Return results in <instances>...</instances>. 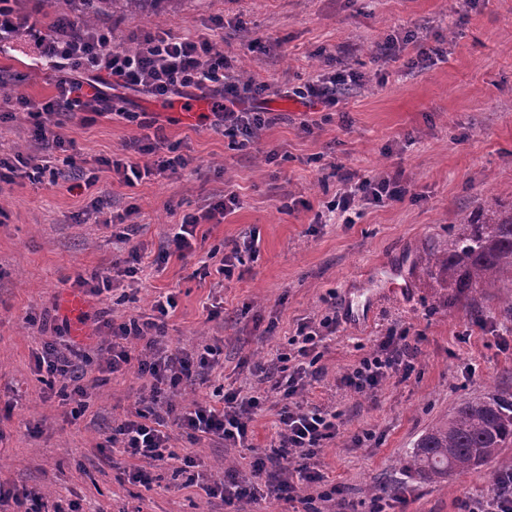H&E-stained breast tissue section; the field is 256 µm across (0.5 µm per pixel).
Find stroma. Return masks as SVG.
Segmentation results:
<instances>
[{"label":"stroma","mask_w":512,"mask_h":512,"mask_svg":"<svg viewBox=\"0 0 512 512\" xmlns=\"http://www.w3.org/2000/svg\"><path fill=\"white\" fill-rule=\"evenodd\" d=\"M166 29L211 40L235 60L238 81L267 83L272 121L241 150L204 116L186 122L180 98L164 104L120 88L115 105L155 120L188 159L182 174L126 185L99 160L129 157L139 127L114 115L87 123L63 114L76 167L63 168L54 184L21 178L0 189V491L41 492L78 502L82 512H232L205 488L223 478L228 461L250 479V459L276 437L277 397L257 413L248 447L211 436L192 444L173 433L175 452L196 459L193 484L175 463L144 465L105 447L145 382L100 369L98 323L149 312L153 297L170 292L178 305L166 320L169 343L207 339L223 350L187 388L188 401L256 383V363L282 352L299 323L336 314L340 327L320 349L321 378L304 399L341 413L340 433L318 461L345 486L349 512H372L377 502L385 512H462L463 501L486 495L512 447L443 485L421 482L407 455L462 400L512 388V349L498 337L512 329V313L502 307L503 287L450 300L415 257L456 233L460 214L512 202V0H184ZM393 36L405 40L399 60L377 57ZM423 45L442 53L416 62ZM340 69L360 81L335 111L289 97L311 76ZM0 77L37 102L56 93L52 73L23 44L0 52ZM16 151L44 155L23 112L0 122V154ZM340 167L360 179L400 173L407 193L358 202L354 223H329L327 205L344 189ZM82 169L99 177L91 191L72 188ZM229 192L235 210L208 218ZM100 203L133 225L141 270L109 292L82 296L77 276L120 255L111 229L95 222ZM189 213L200 218L194 252L158 263L172 225ZM252 235L257 253L243 254L229 280L206 274L207 252L223 255ZM76 295L77 311L69 304ZM393 328L417 341L409 378L388 380L370 397L341 388L339 376ZM65 340L89 356L81 401L38 366L45 344ZM137 467L149 484L128 481Z\"/></svg>","instance_id":"35a3bbf8"}]
</instances>
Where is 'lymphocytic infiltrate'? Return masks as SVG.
Here are the masks:
<instances>
[{
    "mask_svg": "<svg viewBox=\"0 0 512 512\" xmlns=\"http://www.w3.org/2000/svg\"><path fill=\"white\" fill-rule=\"evenodd\" d=\"M16 0H0V47L26 42L36 57L59 78L56 94L44 102L26 96L15 98L18 110L26 112L33 124L35 140L61 149L66 140L56 130L54 117L59 112H84L95 116L113 112L110 91L121 85L146 90L158 98L185 94L197 90L201 96L214 97L211 113L214 128L225 136L239 140L241 146L254 142L256 129L265 125V112L245 104L247 96L259 94L263 86L255 82L237 83L233 77L231 59L217 51L206 39L176 37L167 32L144 33L138 39L139 48L130 52L112 45V30L100 27L92 36L82 35L76 21L59 15L51 27L33 21L30 13L15 7ZM355 74L316 75L294 91L307 106L335 108L339 102L337 85L355 81ZM163 135L134 138L131 149L140 156L152 157L151 165L141 167L123 160L101 158V166L119 175L140 177L141 174L177 172L185 167L182 156H164ZM406 189L400 174L375 180H363L344 191L329 205L342 223H350L357 201H398ZM118 242L127 244L124 266L77 277L78 288L92 295L108 291L115 277H135L142 263L137 247L131 246L129 233L117 234ZM174 295L155 300L151 315L130 318L120 324H107V337L99 348L105 368L110 373L136 370L149 378L144 393L134 410L122 420L108 439L110 447L123 449L135 459L164 461L174 458L170 446L169 424H176L189 442L201 436L222 439L225 445L244 446L252 432L256 413L276 394L281 407L277 413V443L270 455L255 458L251 467L255 475L268 468L278 472L268 484L269 492L294 500L301 491L314 490L318 499L341 503V488L328 480L320 468L317 456L326 441L339 433L337 410L305 402L303 391L319 379L317 366L319 349L335 335L340 322L328 315L320 321L298 324L288 352L277 354L279 376L270 389H229L220 392L218 404L193 401L177 404L194 371H205L217 364L222 350L211 343H201L191 349L171 347L165 338V320L175 311ZM417 348L407 331L391 330L382 336L373 352L347 369L339 385L357 395L375 393L383 381L405 377L415 368Z\"/></svg>",
    "mask_w": 512,
    "mask_h": 512,
    "instance_id": "f902f5d3",
    "label": "lymphocytic infiltrate"
}]
</instances>
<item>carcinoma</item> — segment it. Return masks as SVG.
Returning <instances> with one entry per match:
<instances>
[{
	"label": "carcinoma",
	"mask_w": 512,
	"mask_h": 512,
	"mask_svg": "<svg viewBox=\"0 0 512 512\" xmlns=\"http://www.w3.org/2000/svg\"><path fill=\"white\" fill-rule=\"evenodd\" d=\"M167 2L174 14L183 0H71L82 29L115 14L151 16ZM458 232L448 242L419 254L416 263L438 282L468 295L497 283L512 284V205L483 208L481 217L460 218ZM512 446V391L488 393L459 403L448 418L430 427L415 442L408 467L427 483H446L457 473L477 468Z\"/></svg>",
	"instance_id": "cac0c4a2"
}]
</instances>
